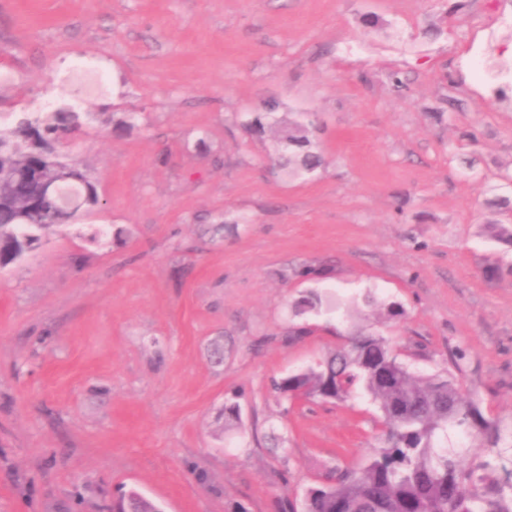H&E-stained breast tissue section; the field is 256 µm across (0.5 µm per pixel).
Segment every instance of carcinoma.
Listing matches in <instances>:
<instances>
[{
    "instance_id": "obj_1",
    "label": "carcinoma",
    "mask_w": 512,
    "mask_h": 512,
    "mask_svg": "<svg viewBox=\"0 0 512 512\" xmlns=\"http://www.w3.org/2000/svg\"><path fill=\"white\" fill-rule=\"evenodd\" d=\"M81 125L78 112L23 113L0 127V269L22 259L55 224L99 203L86 173L54 146L59 136ZM279 127V165L310 175L323 165L308 125L280 126L275 106L247 126L253 135ZM27 171L56 179L55 206L33 201L37 184ZM346 307L317 291L293 306L294 316L342 314ZM362 388L378 403L382 446L359 470L336 469L327 483L310 489L307 512H512V480L496 475L512 461V417L486 415L481 402L463 391L458 378L421 377L398 359L380 334H358L304 371L276 380L278 396L345 401ZM462 433L484 454L467 459L468 449L450 444ZM126 512H157L158 506L133 490L120 494Z\"/></svg>"
}]
</instances>
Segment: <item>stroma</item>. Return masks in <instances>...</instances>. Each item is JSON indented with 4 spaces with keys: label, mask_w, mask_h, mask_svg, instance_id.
Returning a JSON list of instances; mask_svg holds the SVG:
<instances>
[{
    "label": "stroma",
    "mask_w": 512,
    "mask_h": 512,
    "mask_svg": "<svg viewBox=\"0 0 512 512\" xmlns=\"http://www.w3.org/2000/svg\"><path fill=\"white\" fill-rule=\"evenodd\" d=\"M270 103L323 169L246 130ZM61 107L101 203L0 270V512H280L380 445L363 391L272 390L356 332L512 415V0H0V119ZM279 165L296 175H310L323 165V158L317 145L310 138L307 124L294 122L279 129L277 139ZM338 300L332 301L325 294L317 291L307 292L301 300L293 306L294 316H304L310 313L321 314L322 312H336V314L345 315L348 308L343 306ZM343 312V313H342Z\"/></svg>",
    "instance_id": "35a3bbf8"
}]
</instances>
